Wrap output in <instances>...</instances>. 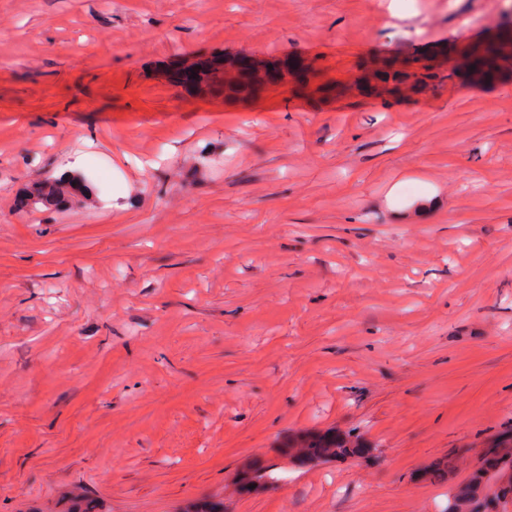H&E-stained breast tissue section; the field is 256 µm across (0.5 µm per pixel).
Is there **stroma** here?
Masks as SVG:
<instances>
[{"mask_svg":"<svg viewBox=\"0 0 512 512\" xmlns=\"http://www.w3.org/2000/svg\"><path fill=\"white\" fill-rule=\"evenodd\" d=\"M0 0V512H441L512 425V0ZM448 46L438 80L358 63ZM299 55L237 106L175 60ZM74 175L57 209L26 187ZM367 461L233 485L298 429ZM511 47L512 38L478 46L477 54L472 59H468L465 68L472 75L485 79L494 78L501 71L500 60L509 56L507 52ZM471 66H475V69H471ZM436 75L429 71L428 67L423 69V72L409 73L405 70H380L376 69L368 74L365 78V86L369 87L372 81L390 84L388 91L391 94L400 92V85L406 81L412 80L415 85H425L428 82L434 81Z\"/></svg>","mask_w":512,"mask_h":512,"instance_id":"35a3bbf8","label":"stroma"}]
</instances>
